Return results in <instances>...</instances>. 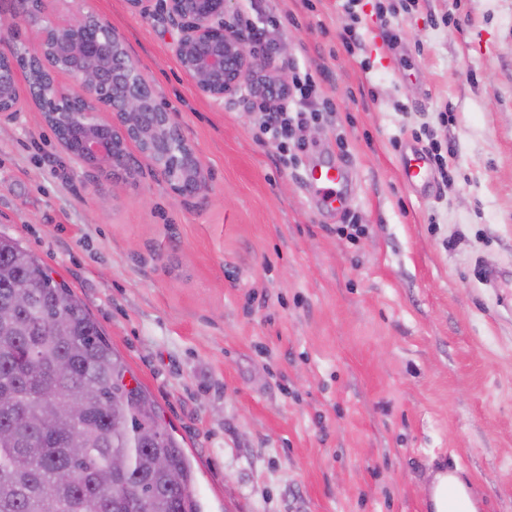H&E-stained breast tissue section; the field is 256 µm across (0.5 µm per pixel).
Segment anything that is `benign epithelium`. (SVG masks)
Instances as JSON below:
<instances>
[{
  "label": "benign epithelium",
  "instance_id": "7a95c632",
  "mask_svg": "<svg viewBox=\"0 0 512 512\" xmlns=\"http://www.w3.org/2000/svg\"><path fill=\"white\" fill-rule=\"evenodd\" d=\"M11 2V11L0 13V123L39 112L72 160L114 176L135 177L128 162L134 144L177 201L201 197L206 175L175 114L158 102L123 38L86 0H65L64 12L60 0ZM228 2L127 0L133 13L177 26L171 53L203 96L222 102L246 87L255 98L262 83L287 95L288 86L274 77V54L252 46L250 32L227 17ZM24 29L37 34L34 45Z\"/></svg>",
  "mask_w": 512,
  "mask_h": 512
}]
</instances>
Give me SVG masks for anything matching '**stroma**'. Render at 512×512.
<instances>
[{
	"instance_id": "obj_1",
	"label": "stroma",
	"mask_w": 512,
	"mask_h": 512,
	"mask_svg": "<svg viewBox=\"0 0 512 512\" xmlns=\"http://www.w3.org/2000/svg\"><path fill=\"white\" fill-rule=\"evenodd\" d=\"M88 5L176 114L205 197L175 202L141 155L134 182L77 165L25 112L0 125V235L104 328L203 512H431L448 468L512 512V282L482 277L512 270V0H230L278 80L320 77L289 161L248 91L196 90L176 27ZM446 139L447 176L429 161L415 191L402 157ZM329 161L350 174L336 208L309 180Z\"/></svg>"
}]
</instances>
